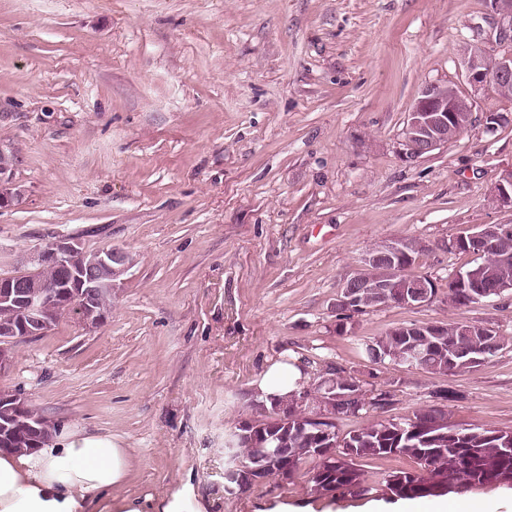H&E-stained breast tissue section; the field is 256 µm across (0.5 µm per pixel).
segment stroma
I'll return each instance as SVG.
<instances>
[{"label": "stroma", "mask_w": 512, "mask_h": 512, "mask_svg": "<svg viewBox=\"0 0 512 512\" xmlns=\"http://www.w3.org/2000/svg\"><path fill=\"white\" fill-rule=\"evenodd\" d=\"M485 0H0V146L17 197L0 208V277L72 238L137 257L98 327L68 315L17 342L0 388L57 430L128 448L121 493L160 499L191 484L208 512H401L379 482L406 457L365 462L359 497L315 494L303 462L280 484L224 493V441L275 362L303 386L343 375L368 396L339 434L400 421L452 390L450 424L512 429V289L458 310L453 249L512 222L493 199L512 175V98L471 89L475 118L408 159L402 130L422 88L462 79L460 51L495 50ZM413 238L436 298L346 315L341 282L383 241ZM490 326L487 363L438 377L368 359L388 329Z\"/></svg>", "instance_id": "obj_1"}]
</instances>
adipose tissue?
<instances>
[{"label":"adipose tissue","instance_id":"adipose-tissue-1","mask_svg":"<svg viewBox=\"0 0 512 512\" xmlns=\"http://www.w3.org/2000/svg\"><path fill=\"white\" fill-rule=\"evenodd\" d=\"M298 367L277 362L252 383L259 400L300 391ZM127 449L109 436L55 434L49 446L0 453V512H144L117 497L129 480Z\"/></svg>","mask_w":512,"mask_h":512}]
</instances>
